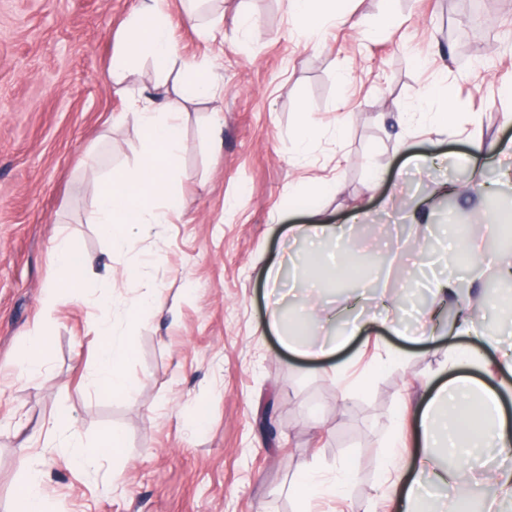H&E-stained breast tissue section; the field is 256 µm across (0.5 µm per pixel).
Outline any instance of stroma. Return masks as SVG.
<instances>
[{
	"instance_id": "35a3bbf8",
	"label": "stroma",
	"mask_w": 512,
	"mask_h": 512,
	"mask_svg": "<svg viewBox=\"0 0 512 512\" xmlns=\"http://www.w3.org/2000/svg\"><path fill=\"white\" fill-rule=\"evenodd\" d=\"M140 0H0V512L23 481L20 446L42 470L53 512H300L294 482L318 470L327 483L311 512H393L380 485L412 438L414 408L448 375L457 335L447 305L441 336L410 342L378 314L386 289L416 290L419 267L447 249L457 290L485 295L512 257L475 277L445 222L486 224L493 157L473 142L512 140V0H491L479 19L459 0H397L399 24H379V0H345L360 26L306 34L286 0H210L197 24L196 0H174L179 65L215 61L222 86L212 101L186 105L176 175L180 206L140 255L116 254L86 223L100 178L128 169L143 146L125 116L127 98L107 76L124 22ZM447 82L449 98L421 103L420 87ZM449 112L432 133L429 113ZM305 121L313 136L298 148ZM465 160L442 169L430 157ZM426 156L412 166L410 155ZM337 192L312 196L320 220L343 227L354 280L330 286L318 306L343 307L366 292L377 318L326 360L284 349L268 319L264 272L287 229L308 224L290 199L327 180ZM420 201L433 219L422 239L403 217ZM89 258L83 301L53 291L55 237ZM139 264L165 314L141 317L114 392L93 383L99 339L91 306L98 278ZM50 338V377L20 374L28 334ZM74 416L72 436L99 456L76 466L45 432ZM267 416L259 428V416ZM120 433V456L101 451ZM349 482L334 489L337 473Z\"/></svg>"
}]
</instances>
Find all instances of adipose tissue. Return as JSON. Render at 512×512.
<instances>
[{"mask_svg":"<svg viewBox=\"0 0 512 512\" xmlns=\"http://www.w3.org/2000/svg\"><path fill=\"white\" fill-rule=\"evenodd\" d=\"M168 0H140L125 24L120 50L112 57L109 74L122 83L131 65L141 56H150L156 69L167 70L178 55L171 35ZM130 112L145 134L139 162L134 168L107 176L87 220L95 224L108 239L113 251L132 253L155 226L168 223L179 205L173 184L181 151L179 113L168 107L145 104L132 99ZM55 285L68 289L71 297L80 298L82 259L68 238L54 246ZM295 267L291 258H281L266 271V282L274 289L269 307L268 324L288 351L303 357L328 359L336 356L360 336L366 323L363 310L354 305L339 311H326L327 327L321 341L312 347L301 344L298 335L284 326V311L290 306L280 284ZM457 332L474 337L479 346L466 355L449 352V366L459 361L477 369L486 365V351L499 354L504 368L512 370V350L497 337L487 335L471 323L468 315L456 321ZM96 333L99 337L96 378L106 388L123 392L128 383L122 374L133 349L124 336V328L105 307H98ZM418 426L422 447L412 452L408 468L389 471L385 483L391 503L403 512H424L434 504L433 488L453 489L446 499V512H470L471 503L484 498L485 512H498L500 502L512 501V467L495 471L493 478L475 469L472 460L485 442H492L503 459L512 458V422L508 421L499 397L472 376H449L423 402ZM439 444L451 447L456 464L443 466L430 451ZM11 512H50L44 477L35 465H28L24 481L13 501Z\"/></svg>","mask_w":512,"mask_h":512,"instance_id":"obj_1","label":"adipose tissue"}]
</instances>
